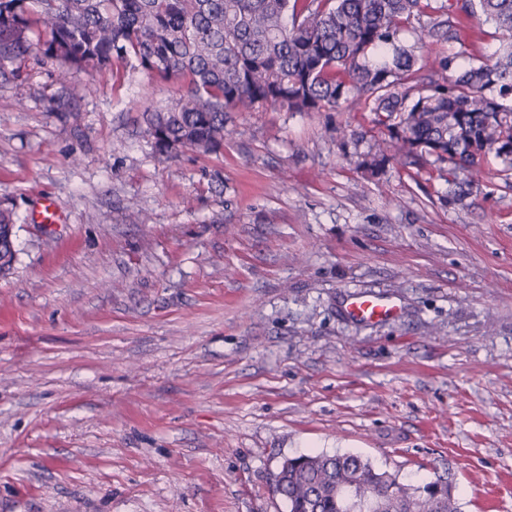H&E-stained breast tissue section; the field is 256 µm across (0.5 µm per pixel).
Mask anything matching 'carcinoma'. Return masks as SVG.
Returning a JSON list of instances; mask_svg holds the SVG:
<instances>
[{
    "label": "carcinoma",
    "mask_w": 512,
    "mask_h": 512,
    "mask_svg": "<svg viewBox=\"0 0 512 512\" xmlns=\"http://www.w3.org/2000/svg\"><path fill=\"white\" fill-rule=\"evenodd\" d=\"M473 18L501 34L494 60L461 51L424 70L432 40H460ZM35 48L63 78L122 60L176 82L174 102L146 116L160 155L221 150L230 113L257 105L345 104L378 129L366 173L430 166L471 187L493 158L512 177V0H0V71ZM14 227L1 209V276ZM272 489L288 512H461L451 476L411 487L354 454L288 458Z\"/></svg>",
    "instance_id": "obj_1"
}]
</instances>
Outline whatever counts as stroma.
Masks as SVG:
<instances>
[{
    "label": "stroma",
    "instance_id": "obj_1",
    "mask_svg": "<svg viewBox=\"0 0 512 512\" xmlns=\"http://www.w3.org/2000/svg\"><path fill=\"white\" fill-rule=\"evenodd\" d=\"M492 59L499 35L460 42ZM172 82L114 65L0 75V512H288L284 460L356 454L462 512H512V185L356 163L371 112L234 113L157 154ZM352 125L358 136L342 140ZM62 224H38L41 199ZM148 211L138 224L131 204ZM398 300L359 325L349 293ZM13 213L8 210H0V275L10 273L15 262Z\"/></svg>",
    "mask_w": 512,
    "mask_h": 512
}]
</instances>
